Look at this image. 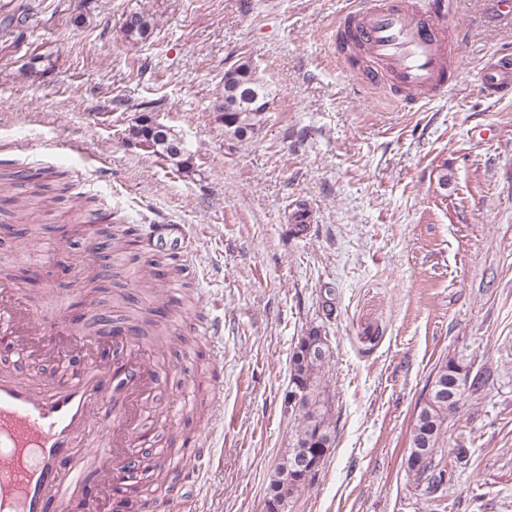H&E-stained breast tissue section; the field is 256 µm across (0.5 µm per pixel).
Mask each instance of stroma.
I'll return each mask as SVG.
<instances>
[{"label": "stroma", "mask_w": 512, "mask_h": 512, "mask_svg": "<svg viewBox=\"0 0 512 512\" xmlns=\"http://www.w3.org/2000/svg\"><path fill=\"white\" fill-rule=\"evenodd\" d=\"M467 29L457 84L419 110L387 88L359 85L337 60L342 0H0V158L82 179L100 208L140 233L182 225L189 249L164 246L106 268L98 313L126 319L167 300L168 280L142 291L136 266L179 265L192 295L163 340L144 337L162 380L147 409L158 434L140 459L166 460L171 406L212 377L199 486L179 473L141 491L158 512H268L288 450L290 359L310 330L327 336L336 439L284 512H436L408 475L409 430L435 365L452 356L490 372L448 416L446 445L475 451L447 492L453 512H512V99L487 98L479 73L512 44L492 0H447ZM154 19L134 44L123 22ZM39 59L43 74L25 73ZM248 59L271 90L266 121L230 139L215 107L224 71ZM153 101L183 139L187 170L133 144L128 128ZM306 230L290 227L297 210ZM0 259L21 269L94 261L102 224L60 205L48 223L0 204ZM126 300L115 303V293ZM219 323L218 336L201 326Z\"/></svg>", "instance_id": "1"}]
</instances>
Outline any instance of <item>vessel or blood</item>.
Returning <instances> with one entry per match:
<instances>
[{"label":"vessel or blood","instance_id":"1","mask_svg":"<svg viewBox=\"0 0 512 512\" xmlns=\"http://www.w3.org/2000/svg\"><path fill=\"white\" fill-rule=\"evenodd\" d=\"M344 2V41L363 46L367 81L394 74L398 107L414 109L454 84L450 48L465 34L448 24L447 0ZM481 88L512 97V51L483 66ZM0 337L28 355L89 361L83 374L40 387L0 371V512H107L116 485L134 474L137 448L154 442L142 422L158 373L136 331L119 323L111 335L90 336L67 322L45 324L19 289L0 282ZM93 430L108 442L90 447L84 437Z\"/></svg>","mask_w":512,"mask_h":512}]
</instances>
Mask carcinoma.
I'll list each match as a JSON object with an SVG mask.
<instances>
[{"instance_id":"1","label":"carcinoma","mask_w":512,"mask_h":512,"mask_svg":"<svg viewBox=\"0 0 512 512\" xmlns=\"http://www.w3.org/2000/svg\"><path fill=\"white\" fill-rule=\"evenodd\" d=\"M153 33V19L143 13L134 14V24L126 30V37L132 42H144ZM224 132L238 141L252 138L265 121V114L270 106V92L264 79L257 73L253 65L241 58L224 70ZM61 177L63 173L52 168L43 169L37 173L28 170L8 169L0 167V202L9 203L13 196L7 194L11 188L34 184V191L29 195V211L48 215L52 205L64 199L63 193H71V209L80 215L95 216L98 210L90 208L94 198L74 192L70 183L60 188V193L46 195L50 186L43 179ZM110 224V229L103 231L104 241L101 245L100 260L117 259L129 247V231L122 227L126 218L121 212L114 211L103 217ZM158 263L142 265L136 270V281L141 288L152 287L153 280L158 275ZM102 266L92 263L83 265L75 278V284L83 297V302L90 308L98 305L96 293L101 288ZM136 321L151 328L156 336L168 333V323L165 318L147 309L140 312ZM330 357V351L315 358L305 359L301 353L293 352L290 364L289 383H300L308 389L312 408L295 413L291 433L292 448L288 457H294L308 448L315 447V435L326 439L327 445H332L334 431L331 425V403L327 392L325 366ZM438 382L446 385L447 393L453 392V386L461 381H469L464 387L463 396L479 392L489 380L483 372H473L471 364L464 359L451 357L437 364L433 369ZM448 399L440 398L439 392L420 403L410 430V447L425 451L431 459L430 473L425 475L409 471L416 488L421 490L427 500L436 508H447L445 497L447 486L454 482L457 472L468 466L472 451L462 444L454 448L444 449L440 446L442 436L447 431ZM271 497L274 501L287 504L288 498L299 490L293 481L281 483L277 480L270 485Z\"/></svg>"}]
</instances>
